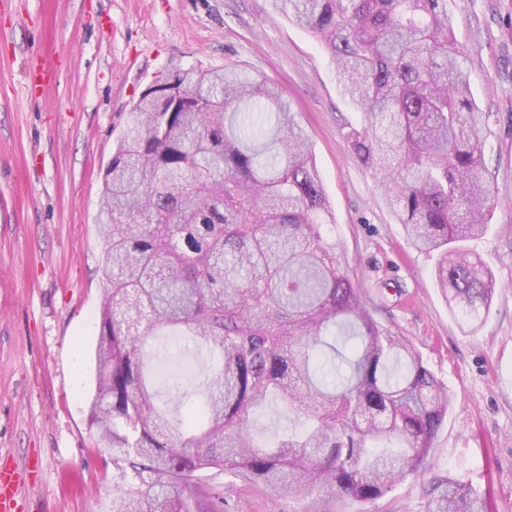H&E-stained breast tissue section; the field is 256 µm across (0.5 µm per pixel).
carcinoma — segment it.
Here are the masks:
<instances>
[{
    "mask_svg": "<svg viewBox=\"0 0 512 512\" xmlns=\"http://www.w3.org/2000/svg\"><path fill=\"white\" fill-rule=\"evenodd\" d=\"M323 45L362 111L349 133L448 307L476 329L496 281L467 242L494 194L448 0H275ZM93 447L112 512H206L231 473L277 496L374 501L425 469L448 389L376 321L344 268L315 160L279 89L237 64L162 76L133 106L104 175ZM175 328L206 356L201 400L169 420L144 357ZM275 404L300 429L259 442ZM425 512H491L453 478Z\"/></svg>",
    "mask_w": 512,
    "mask_h": 512,
    "instance_id": "1",
    "label": "carcinoma"
}]
</instances>
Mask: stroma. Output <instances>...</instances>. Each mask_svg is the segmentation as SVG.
I'll list each match as a JSON object with an SVG mask.
<instances>
[{"label": "stroma", "mask_w": 512, "mask_h": 512, "mask_svg": "<svg viewBox=\"0 0 512 512\" xmlns=\"http://www.w3.org/2000/svg\"><path fill=\"white\" fill-rule=\"evenodd\" d=\"M490 115L480 133L495 194L489 236L470 242L497 288L485 323L461 327L379 181L348 137L362 117L325 49L274 0H0V465L39 459L18 512H99L106 468L88 430L99 313L102 176L142 92L175 69L234 63L275 84L309 139L373 316L405 336L452 397L430 475L489 492L512 512V0H448ZM49 56L53 81L25 63ZM423 478L368 503L277 497L224 477V512H423Z\"/></svg>", "instance_id": "stroma-1"}]
</instances>
